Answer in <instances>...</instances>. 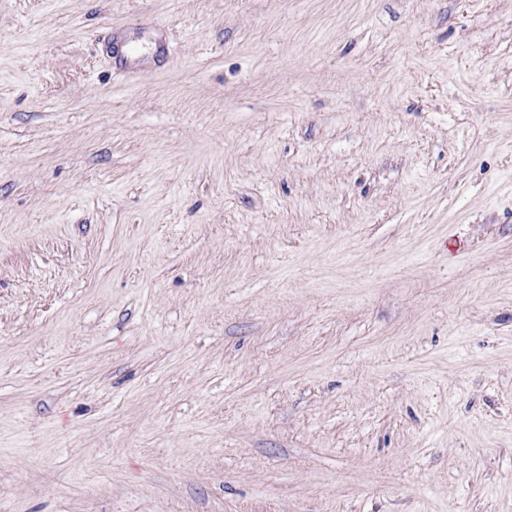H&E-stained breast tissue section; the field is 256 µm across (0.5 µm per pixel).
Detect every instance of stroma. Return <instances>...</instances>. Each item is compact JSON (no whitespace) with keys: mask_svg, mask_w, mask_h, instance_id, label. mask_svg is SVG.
Returning a JSON list of instances; mask_svg holds the SVG:
<instances>
[{"mask_svg":"<svg viewBox=\"0 0 512 512\" xmlns=\"http://www.w3.org/2000/svg\"><path fill=\"white\" fill-rule=\"evenodd\" d=\"M0 512H512V0H0Z\"/></svg>","mask_w":512,"mask_h":512,"instance_id":"obj_1","label":"stroma"}]
</instances>
